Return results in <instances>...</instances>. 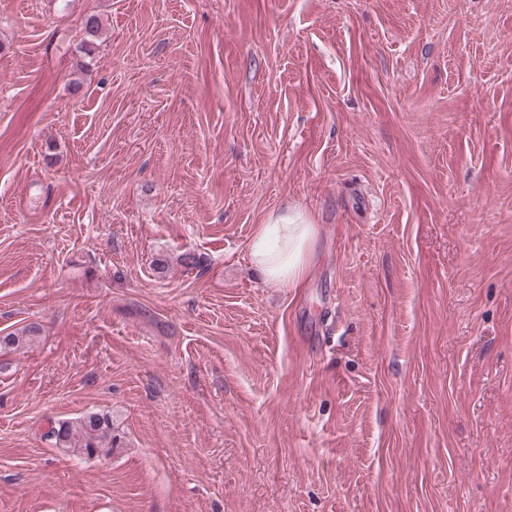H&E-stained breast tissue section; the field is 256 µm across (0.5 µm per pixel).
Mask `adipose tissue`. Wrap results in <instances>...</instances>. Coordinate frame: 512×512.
<instances>
[{"label": "adipose tissue", "mask_w": 512, "mask_h": 512, "mask_svg": "<svg viewBox=\"0 0 512 512\" xmlns=\"http://www.w3.org/2000/svg\"><path fill=\"white\" fill-rule=\"evenodd\" d=\"M318 228L299 209L272 211L249 240V257L267 286L295 288L307 276Z\"/></svg>", "instance_id": "1"}]
</instances>
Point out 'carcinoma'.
<instances>
[{
  "mask_svg": "<svg viewBox=\"0 0 512 512\" xmlns=\"http://www.w3.org/2000/svg\"><path fill=\"white\" fill-rule=\"evenodd\" d=\"M100 31L99 17L94 14L88 16L84 23V37L81 40V49L85 53L92 52ZM36 333V328L31 327L21 336L8 334L0 337V347L20 350ZM47 437L57 448L92 459L112 449V418L107 414L92 412L76 421H55L51 423Z\"/></svg>",
  "mask_w": 512,
  "mask_h": 512,
  "instance_id": "obj_1",
  "label": "carcinoma"
}]
</instances>
